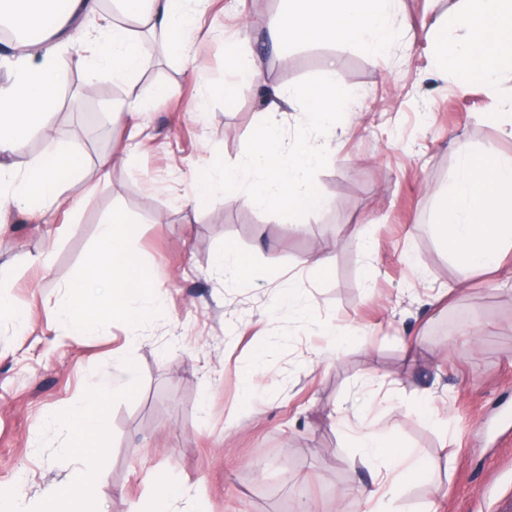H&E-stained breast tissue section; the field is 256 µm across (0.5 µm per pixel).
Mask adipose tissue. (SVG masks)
<instances>
[{
    "mask_svg": "<svg viewBox=\"0 0 512 512\" xmlns=\"http://www.w3.org/2000/svg\"><path fill=\"white\" fill-rule=\"evenodd\" d=\"M98 0H0V15L14 28L39 33L36 48L15 62L7 83L0 85V172L7 159L24 161V176L0 192V211L24 209L32 200L74 205L63 197L62 179L81 172L76 153L53 149L46 154L26 151L28 139L43 116L57 103L53 79L56 57L74 26L93 15ZM126 17H147L152 31L166 40L169 52L180 55L194 24L185 0H119ZM271 14L266 34L272 47L288 41L325 42L360 46L375 53L388 51L398 40L395 17L401 0H286ZM432 64L439 73L455 75L460 88L478 80L489 86L512 79V0H458L448 26L433 29ZM87 56L77 66L105 64L113 80H131L142 68L138 31L106 21L87 42ZM356 95L336 81V63L325 60L314 86L265 90L263 107L251 137L250 149L233 171L215 168L199 181V196L219 192L225 203H245L287 213L307 223L324 205L311 174L320 161L318 147L306 141L283 139L279 117L294 108L304 112L317 131L335 127L339 111L349 109ZM453 182L434 195L435 231L440 245L466 272L496 269L503 252L512 249V158L481 153L462 144ZM134 233L123 213L102 224L96 248L86 261L87 276L69 284L55 313L77 336L93 334L96 312L109 310L131 329L142 328L157 311L160 293L140 260L128 247ZM70 434L69 448L78 468L61 486L49 487L41 512H59L69 501L77 512H92V496L103 482L100 459L108 430L102 393L89 392L81 403L57 419ZM362 461L377 464L392 486H399L413 468L395 451L389 437L365 432L360 441Z\"/></svg>",
    "mask_w": 512,
    "mask_h": 512,
    "instance_id": "1",
    "label": "adipose tissue"
}]
</instances>
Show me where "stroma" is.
Instances as JSON below:
<instances>
[{"label": "stroma", "instance_id": "1", "mask_svg": "<svg viewBox=\"0 0 512 512\" xmlns=\"http://www.w3.org/2000/svg\"><path fill=\"white\" fill-rule=\"evenodd\" d=\"M281 7L208 0L210 34L195 40L194 61L161 50L127 83L76 67L85 32L62 48L57 78L93 79L96 94L83 106L59 96L37 133L43 152L72 150L92 169L129 135L117 103L137 94L150 108L137 149L108 178L88 189L63 181L78 206L47 203L0 223V292L29 313L21 330L0 319V497L26 512L77 464L53 418L103 377L99 512H147L164 480L187 489L169 512H368L348 489L371 479L357 442L369 427L417 463L392 512H501L512 500V254L497 273L462 272L431 223L458 145L512 157V137L489 118L512 86L462 89L434 71L426 34L456 0H405L406 35L383 54L327 43L272 51L262 25ZM237 37L268 60L269 86L311 83L331 55L337 81L360 96L356 115L339 114L320 138L313 177L325 206L309 223L220 194L191 204L214 160L230 170L246 155L262 107V91L225 69L224 43ZM160 85L171 95L153 97ZM116 210L136 229L129 247L161 306L137 339L108 313L94 335H71L53 307ZM325 243L324 275L303 261ZM228 244L250 261L249 282L225 283L214 267ZM287 281L308 298L309 321L277 308ZM119 349L134 377L113 361ZM250 374L261 386L247 393Z\"/></svg>", "mask_w": 512, "mask_h": 512}]
</instances>
